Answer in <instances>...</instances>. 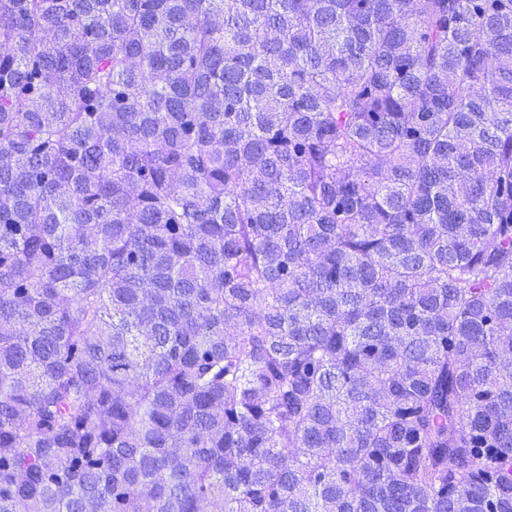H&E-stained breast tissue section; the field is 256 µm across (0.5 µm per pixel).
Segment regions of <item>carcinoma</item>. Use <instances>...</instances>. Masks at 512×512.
<instances>
[{
	"mask_svg": "<svg viewBox=\"0 0 512 512\" xmlns=\"http://www.w3.org/2000/svg\"><path fill=\"white\" fill-rule=\"evenodd\" d=\"M0 512H512V0H0Z\"/></svg>",
	"mask_w": 512,
	"mask_h": 512,
	"instance_id": "obj_1",
	"label": "carcinoma"
}]
</instances>
